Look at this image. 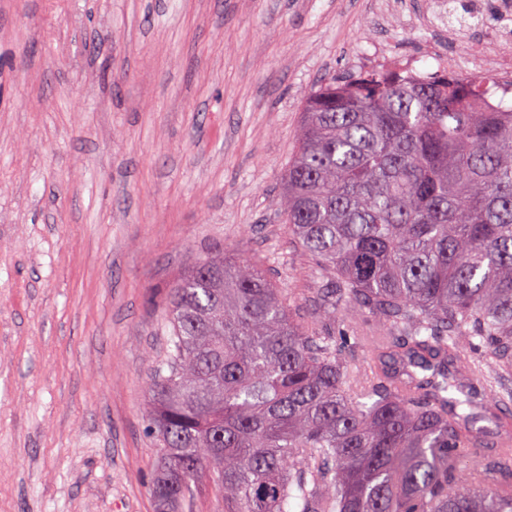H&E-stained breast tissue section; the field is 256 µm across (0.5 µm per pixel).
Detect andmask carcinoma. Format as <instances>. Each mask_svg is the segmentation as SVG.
<instances>
[{"mask_svg": "<svg viewBox=\"0 0 512 512\" xmlns=\"http://www.w3.org/2000/svg\"><path fill=\"white\" fill-rule=\"evenodd\" d=\"M492 74L398 69L306 98L284 176L290 234L322 281L316 326L247 258L212 254L169 290L172 352L148 378L159 512L208 481L224 512H512V448L476 426L512 366V109ZM372 321L365 374L327 323ZM486 448L479 470L469 451Z\"/></svg>", "mask_w": 512, "mask_h": 512, "instance_id": "obj_1", "label": "carcinoma"}]
</instances>
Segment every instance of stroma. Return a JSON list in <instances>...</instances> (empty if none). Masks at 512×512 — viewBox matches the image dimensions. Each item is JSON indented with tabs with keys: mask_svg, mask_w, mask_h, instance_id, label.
<instances>
[{
	"mask_svg": "<svg viewBox=\"0 0 512 512\" xmlns=\"http://www.w3.org/2000/svg\"><path fill=\"white\" fill-rule=\"evenodd\" d=\"M0 0V512H156L145 381L169 287L260 262L313 312L282 178L310 91L464 68L502 0Z\"/></svg>",
	"mask_w": 512,
	"mask_h": 512,
	"instance_id": "35a3bbf8",
	"label": "stroma"
}]
</instances>
